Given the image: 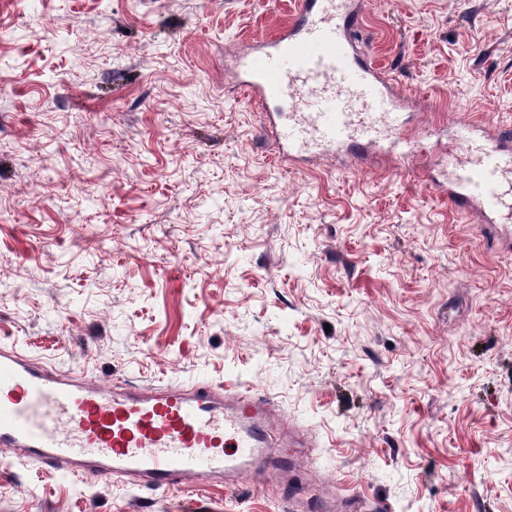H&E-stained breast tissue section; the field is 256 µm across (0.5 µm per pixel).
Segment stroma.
<instances>
[{
  "label": "stroma",
  "instance_id": "stroma-1",
  "mask_svg": "<svg viewBox=\"0 0 512 512\" xmlns=\"http://www.w3.org/2000/svg\"><path fill=\"white\" fill-rule=\"evenodd\" d=\"M293 0H0V341L144 386H251L292 479L388 512H512V240L451 209V124L512 123V0H368L429 148L278 162L225 49ZM0 512H293L275 480L168 494L0 453Z\"/></svg>",
  "mask_w": 512,
  "mask_h": 512
}]
</instances>
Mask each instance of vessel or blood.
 Wrapping results in <instances>:
<instances>
[{
  "instance_id": "1",
  "label": "vessel or blood",
  "mask_w": 512,
  "mask_h": 512,
  "mask_svg": "<svg viewBox=\"0 0 512 512\" xmlns=\"http://www.w3.org/2000/svg\"><path fill=\"white\" fill-rule=\"evenodd\" d=\"M362 0H296L292 23L251 52L239 54L233 88L251 109L265 112L281 161L303 154L345 152L359 164L397 156L407 94L393 69L359 50ZM294 102L287 118L269 106ZM471 126L456 125L455 141L473 145ZM471 160L454 170L446 193L454 209H512L504 186L512 171V127L483 131ZM266 396L223 386L136 383L112 387L81 371L0 343V447L23 462L77 478L119 475L127 486L168 493L206 476L234 485L244 474L274 468L287 496L296 489L286 461L269 464L267 434L280 423ZM234 452L224 449L225 438ZM360 496L324 497L309 512H364Z\"/></svg>"
}]
</instances>
